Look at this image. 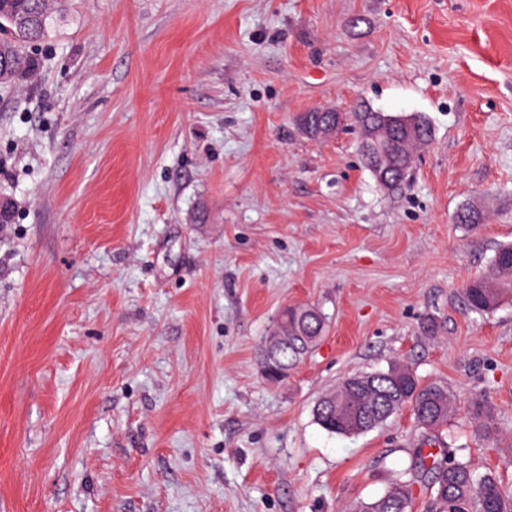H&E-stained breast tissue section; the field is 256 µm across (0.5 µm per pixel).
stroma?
<instances>
[{
  "instance_id": "35a3bbf8",
  "label": "stroma",
  "mask_w": 512,
  "mask_h": 512,
  "mask_svg": "<svg viewBox=\"0 0 512 512\" xmlns=\"http://www.w3.org/2000/svg\"><path fill=\"white\" fill-rule=\"evenodd\" d=\"M28 53L0 86V512L373 501L424 430L312 409L397 360L512 493V299L461 297L512 243V0H66ZM360 104L433 128L399 191L355 127L297 122ZM305 304L327 331L270 381L259 349Z\"/></svg>"
}]
</instances>
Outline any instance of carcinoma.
<instances>
[{
	"label": "carcinoma",
	"mask_w": 512,
	"mask_h": 512,
	"mask_svg": "<svg viewBox=\"0 0 512 512\" xmlns=\"http://www.w3.org/2000/svg\"><path fill=\"white\" fill-rule=\"evenodd\" d=\"M63 0H0V58L12 67L0 72V83L16 82L30 74L31 60L25 46L47 37L54 26ZM352 118L359 129V150L376 181L388 191L398 189L413 164V150L431 140L432 129L420 116L375 112L366 106L354 112L312 110L300 117L309 136L319 137L325 126H339ZM468 307L479 313L497 309L504 297L512 295V244L501 246L491 261V271L467 282L462 289ZM277 342L263 344L262 367L272 364L283 371L293 369L307 356L327 328V317L314 305L289 307L276 322ZM358 382L344 379L325 394L313 410L315 422L338 436L368 432L408 407L417 424L427 432L448 425L452 411L448 388L422 382L407 365L395 362L385 371L361 373ZM472 419L483 430L491 428V409L484 397L473 402ZM378 499L354 505L347 512H411L413 484L430 489L427 512H512V495L499 478L489 472L477 474L465 460L456 458L453 448L437 451L417 448L408 465Z\"/></svg>",
	"instance_id": "cac0c4a2"
}]
</instances>
